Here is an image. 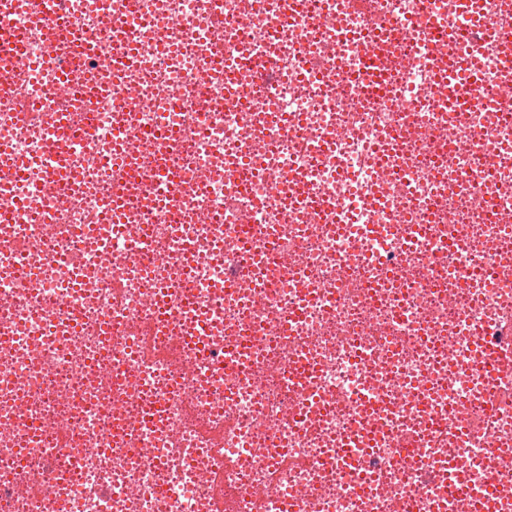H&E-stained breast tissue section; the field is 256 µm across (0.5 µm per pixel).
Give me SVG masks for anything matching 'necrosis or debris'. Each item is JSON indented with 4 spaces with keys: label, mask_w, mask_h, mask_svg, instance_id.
Returning <instances> with one entry per match:
<instances>
[{
    "label": "necrosis or debris",
    "mask_w": 512,
    "mask_h": 512,
    "mask_svg": "<svg viewBox=\"0 0 512 512\" xmlns=\"http://www.w3.org/2000/svg\"><path fill=\"white\" fill-rule=\"evenodd\" d=\"M59 4L96 47L87 112L81 72L46 86L69 44L0 11L26 58L0 80V512L512 486V363L469 371L512 353V64L485 37L512 0Z\"/></svg>",
    "instance_id": "1"
}]
</instances>
